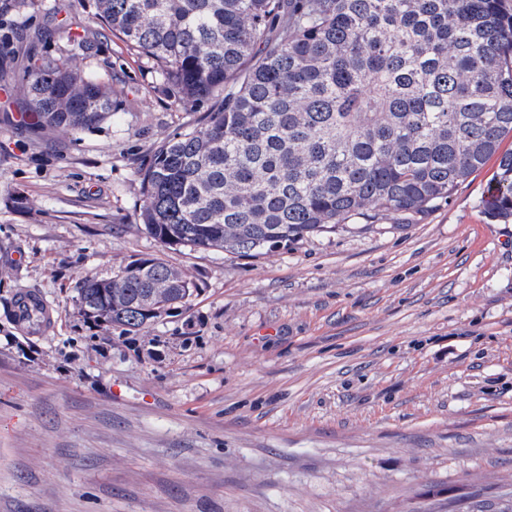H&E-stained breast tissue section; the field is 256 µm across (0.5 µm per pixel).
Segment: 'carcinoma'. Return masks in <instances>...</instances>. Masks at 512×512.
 Wrapping results in <instances>:
<instances>
[{"label": "carcinoma", "instance_id": "obj_1", "mask_svg": "<svg viewBox=\"0 0 512 512\" xmlns=\"http://www.w3.org/2000/svg\"><path fill=\"white\" fill-rule=\"evenodd\" d=\"M179 105L219 106L140 172L144 231L170 249L250 256L362 216L449 200L512 133V0H96ZM20 89L37 123L91 131L107 86L43 63ZM512 218V152L483 200ZM198 291L154 255L77 288V313L139 334Z\"/></svg>", "mask_w": 512, "mask_h": 512}]
</instances>
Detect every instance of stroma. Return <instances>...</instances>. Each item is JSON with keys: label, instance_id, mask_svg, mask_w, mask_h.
Masks as SVG:
<instances>
[{"label": "stroma", "instance_id": "35a3bbf8", "mask_svg": "<svg viewBox=\"0 0 512 512\" xmlns=\"http://www.w3.org/2000/svg\"><path fill=\"white\" fill-rule=\"evenodd\" d=\"M86 48L35 39L49 12ZM109 84L92 131L41 129L48 58ZM96 0H0V512H512V223L495 160L414 224L357 220L251 256L162 247L139 170L201 123ZM156 255L200 291L137 336L75 285ZM21 289L59 311L29 336ZM482 204L492 221L512 218V152L499 157L495 184Z\"/></svg>", "mask_w": 512, "mask_h": 512}]
</instances>
